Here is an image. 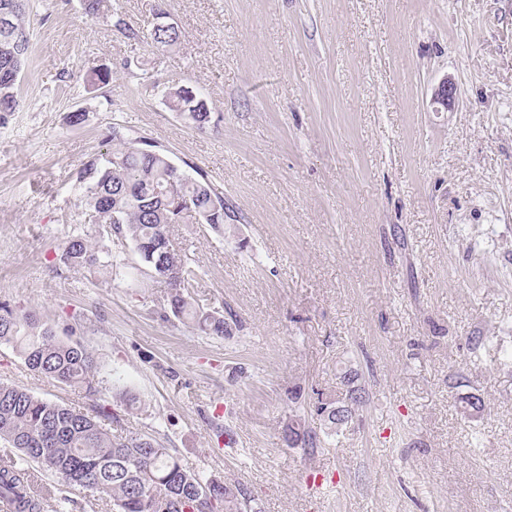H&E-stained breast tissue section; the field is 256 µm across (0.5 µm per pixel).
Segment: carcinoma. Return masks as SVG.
<instances>
[{"label": "carcinoma", "mask_w": 512, "mask_h": 512, "mask_svg": "<svg viewBox=\"0 0 512 512\" xmlns=\"http://www.w3.org/2000/svg\"><path fill=\"white\" fill-rule=\"evenodd\" d=\"M28 0H0V13L10 29L0 28V113L19 105V84L9 79L17 46L14 36L27 35ZM91 18L110 11V0H83ZM130 36L142 35L153 46L170 48L180 32L146 25L137 31L117 19ZM165 103L186 124L198 129L211 121L204 100L182 87L168 89ZM140 138H115L112 148L87 161L80 170L77 207L87 223L110 224L128 236L149 272L163 235L175 219L191 217L216 231L224 230V198L204 177H191L169 164L164 152L147 148ZM172 276L154 281L173 289V314L208 336L224 335V321L196 304L189 293L196 277L187 255L174 253ZM63 259L81 271H112V253L89 233L70 237ZM11 346L33 371L69 387L94 388L93 355L78 342L59 339L55 329L37 313L0 305V345ZM0 440L12 444L26 458L54 473L62 481L112 498L116 512H248L250 497L240 484L203 477L184 468L179 457L155 439L137 435L114 437L95 417L38 398L17 386L0 382ZM284 441L314 448L316 437L293 425ZM12 496L17 512H44V498L9 466H0V495Z\"/></svg>", "instance_id": "obj_1"}]
</instances>
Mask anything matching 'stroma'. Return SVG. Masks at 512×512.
Segmentation results:
<instances>
[{
    "mask_svg": "<svg viewBox=\"0 0 512 512\" xmlns=\"http://www.w3.org/2000/svg\"><path fill=\"white\" fill-rule=\"evenodd\" d=\"M119 3L134 29L169 13L178 44L127 36L81 0H29L21 105L0 127V305L87 346L97 390L8 345L0 382L105 408L113 436L155 438L261 512H512V0ZM100 68L109 85L89 89ZM445 77L459 100L438 112ZM168 86L200 94L206 129L165 105ZM115 123L223 195V232L170 234L227 335L174 317L110 227V276L63 263L85 227L79 171ZM350 370L366 400L330 436L318 399ZM472 394L481 412L463 410ZM294 420L317 447L286 445ZM6 460L44 486L45 512H113L0 441Z\"/></svg>",
    "mask_w": 512,
    "mask_h": 512,
    "instance_id": "35a3bbf8",
    "label": "stroma"
}]
</instances>
